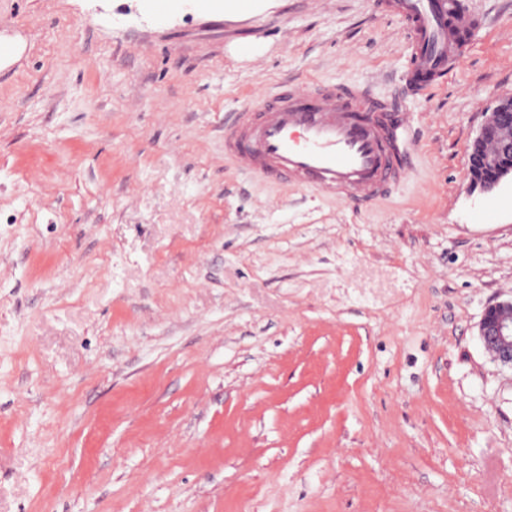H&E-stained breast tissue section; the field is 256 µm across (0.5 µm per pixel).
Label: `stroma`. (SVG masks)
<instances>
[{
    "instance_id": "1",
    "label": "stroma",
    "mask_w": 512,
    "mask_h": 512,
    "mask_svg": "<svg viewBox=\"0 0 512 512\" xmlns=\"http://www.w3.org/2000/svg\"><path fill=\"white\" fill-rule=\"evenodd\" d=\"M0 0V512H512V183L468 146L512 97V0L408 102L373 205L224 160L288 82L403 94L377 0ZM478 337L495 362L512 369V299L486 307L478 324Z\"/></svg>"
}]
</instances>
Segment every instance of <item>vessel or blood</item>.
Here are the masks:
<instances>
[{
	"mask_svg": "<svg viewBox=\"0 0 512 512\" xmlns=\"http://www.w3.org/2000/svg\"><path fill=\"white\" fill-rule=\"evenodd\" d=\"M400 17L409 43L403 78L412 95L431 91L483 28L463 0H380ZM224 154L248 174L340 201L385 198L405 179L415 135L405 105L360 84H280L260 107L233 112Z\"/></svg>",
	"mask_w": 512,
	"mask_h": 512,
	"instance_id": "vessel-or-blood-1",
	"label": "vessel or blood"
}]
</instances>
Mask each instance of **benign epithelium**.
<instances>
[{
	"label": "benign epithelium",
	"instance_id": "obj_1",
	"mask_svg": "<svg viewBox=\"0 0 512 512\" xmlns=\"http://www.w3.org/2000/svg\"><path fill=\"white\" fill-rule=\"evenodd\" d=\"M475 167L469 169L472 185L490 193L512 178V98L503 99L489 113L468 146ZM484 351L498 364L512 369V299L484 310L478 324Z\"/></svg>",
	"mask_w": 512,
	"mask_h": 512
}]
</instances>
